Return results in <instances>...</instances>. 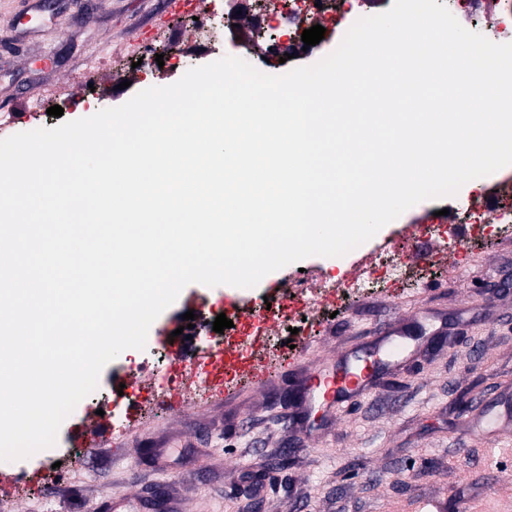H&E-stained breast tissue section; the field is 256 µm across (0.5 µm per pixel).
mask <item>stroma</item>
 Masks as SVG:
<instances>
[{"mask_svg":"<svg viewBox=\"0 0 512 512\" xmlns=\"http://www.w3.org/2000/svg\"><path fill=\"white\" fill-rule=\"evenodd\" d=\"M0 0V139L89 117L126 103L150 87L173 84L190 68L226 56H245L270 75L315 64L333 52L357 16L389 9L393 0H355L347 13L325 22L323 39L288 42L283 63L268 61L263 42L243 54L252 38L250 19L228 24L231 0ZM149 43L146 57L137 49ZM97 60L93 84L79 74ZM64 95L62 117L48 115ZM512 165L468 181L457 195L420 202L388 223L380 235L341 257L310 256L269 273L252 288L187 285L152 323L146 346L117 356L102 370L99 394H111L134 363L166 364L174 347L196 353L211 342L224 305L268 300L281 307L280 287L302 274L343 277L364 257L386 259L393 242L424 225L443 258L415 261L410 278L378 283L340 299L308 328V353L290 347L288 324L272 332L277 361L267 382L225 395L201 410L153 408L124 433L117 407L113 434L93 451L79 447L80 428L96 421L94 398H83L63 421L60 445L42 458L0 462V472L41 481L24 495L5 499L0 512H425L438 497L450 512H512V432L492 439L494 423H512V231L495 224L470 227L471 205L494 209ZM446 222L427 226L439 210ZM466 238H459V230ZM423 310L409 325L418 350L387 367L373 388L326 409L298 394L309 365L333 364L337 352L369 339L399 316ZM196 314L190 335L180 334L187 311ZM286 463L269 469L270 460ZM62 460L64 471L46 467Z\"/></svg>","mask_w":512,"mask_h":512,"instance_id":"1","label":"stroma"}]
</instances>
